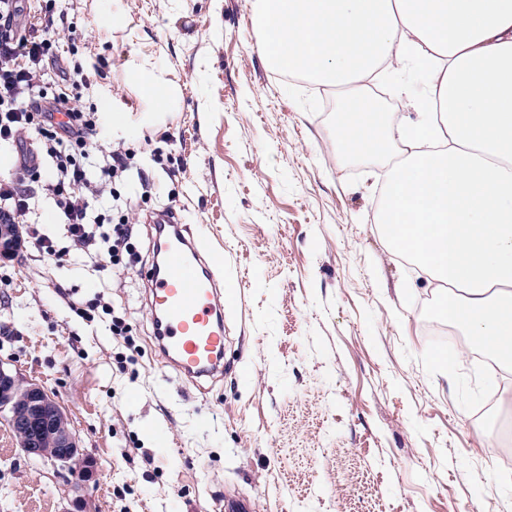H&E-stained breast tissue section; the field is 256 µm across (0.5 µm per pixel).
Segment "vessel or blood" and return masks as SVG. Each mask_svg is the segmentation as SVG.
Returning <instances> with one entry per match:
<instances>
[{
    "mask_svg": "<svg viewBox=\"0 0 512 512\" xmlns=\"http://www.w3.org/2000/svg\"><path fill=\"white\" fill-rule=\"evenodd\" d=\"M155 248L148 294L159 349L190 380L214 376L224 364L221 279L176 219L157 224Z\"/></svg>",
    "mask_w": 512,
    "mask_h": 512,
    "instance_id": "1",
    "label": "vessel or blood"
}]
</instances>
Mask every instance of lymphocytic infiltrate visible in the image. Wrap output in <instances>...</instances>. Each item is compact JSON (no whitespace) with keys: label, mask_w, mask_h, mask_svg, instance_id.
Segmentation results:
<instances>
[{"label":"lymphocytic infiltrate","mask_w":512,"mask_h":512,"mask_svg":"<svg viewBox=\"0 0 512 512\" xmlns=\"http://www.w3.org/2000/svg\"><path fill=\"white\" fill-rule=\"evenodd\" d=\"M23 12V0H0V144L20 146L32 138L36 147L23 154L15 176L0 179V222L31 227L36 248L54 259L74 250L124 271L134 255L131 238L140 214L129 208L116 217L105 204L115 200L112 185L134 167V156L105 141L79 94L91 88L100 68L74 63L63 84L46 91V62L58 60L70 30L51 17L42 28L23 29ZM41 195L54 203L65 247L35 228L32 214Z\"/></svg>","instance_id":"f902f5d3"}]
</instances>
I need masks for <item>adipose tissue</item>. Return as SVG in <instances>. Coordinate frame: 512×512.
<instances>
[{"label": "adipose tissue", "instance_id": "adipose-tissue-1", "mask_svg": "<svg viewBox=\"0 0 512 512\" xmlns=\"http://www.w3.org/2000/svg\"><path fill=\"white\" fill-rule=\"evenodd\" d=\"M268 62L347 87L423 63L427 95L389 125L351 97L341 154L399 142L376 222L394 255L444 286L435 310L512 367V0H256Z\"/></svg>", "mask_w": 512, "mask_h": 512}]
</instances>
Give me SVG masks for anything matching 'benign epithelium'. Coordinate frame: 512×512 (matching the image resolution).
Listing matches in <instances>:
<instances>
[{
  "label": "benign epithelium",
  "mask_w": 512,
  "mask_h": 512,
  "mask_svg": "<svg viewBox=\"0 0 512 512\" xmlns=\"http://www.w3.org/2000/svg\"><path fill=\"white\" fill-rule=\"evenodd\" d=\"M21 238V225L1 224L0 252L10 251ZM0 413L7 414L9 425L26 455L43 459L69 474L76 473L84 481L93 478V458L79 445L67 415L48 390L1 364Z\"/></svg>",
  "instance_id": "obj_1"
}]
</instances>
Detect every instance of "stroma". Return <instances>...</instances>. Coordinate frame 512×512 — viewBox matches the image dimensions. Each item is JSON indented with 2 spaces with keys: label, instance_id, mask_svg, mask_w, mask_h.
<instances>
[{
  "label": "stroma",
  "instance_id": "stroma-1",
  "mask_svg": "<svg viewBox=\"0 0 512 512\" xmlns=\"http://www.w3.org/2000/svg\"><path fill=\"white\" fill-rule=\"evenodd\" d=\"M104 59L84 105L124 112L119 134L154 185L115 188L151 215L175 211L236 291L224 314V370L193 385L153 337L147 278L152 224L122 280L85 258L57 262L34 247L0 258V364L42 384L96 461L94 481H64L27 456L0 414V512H512V438L486 429L512 416V372H475L478 348L450 377L430 279L392 255L375 223L394 156L344 163L334 148L347 89L282 81L260 52L254 0H53ZM119 20H112V12ZM149 62L176 87L173 112L142 122L133 72ZM390 120L427 69L378 79ZM124 316L81 318L94 298Z\"/></svg>",
  "mask_w": 512,
  "mask_h": 512
}]
</instances>
